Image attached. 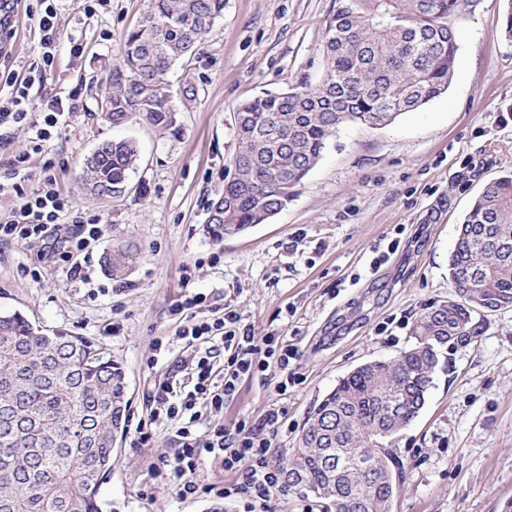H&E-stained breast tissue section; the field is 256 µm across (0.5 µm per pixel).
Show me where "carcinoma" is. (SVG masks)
<instances>
[{"label": "carcinoma", "instance_id": "carcinoma-1", "mask_svg": "<svg viewBox=\"0 0 512 512\" xmlns=\"http://www.w3.org/2000/svg\"><path fill=\"white\" fill-rule=\"evenodd\" d=\"M471 0H336L324 30L326 69L315 85L267 93L234 113L235 177L212 199L206 224L215 242L278 214L345 124L394 123L445 94L454 76L456 26ZM224 13V0H147L120 40L117 62L97 86L103 117L114 125L142 120L160 133L180 132L167 76L194 56ZM139 159L131 140L109 141L89 156L83 189L94 198L126 182ZM134 256L105 258L114 275ZM477 269L481 293L512 306V176L490 182L459 228L448 276ZM475 311L448 301L425 308L413 343L389 361L363 363L339 380L308 416L285 475L298 470L299 492L339 512H385L399 467L398 434L426 404L453 337L480 335ZM123 369L79 336L44 333L21 314L0 315V512H101L99 492L112 471V443L127 417Z\"/></svg>", "mask_w": 512, "mask_h": 512}]
</instances>
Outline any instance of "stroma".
Segmentation results:
<instances>
[{
    "instance_id": "obj_1",
    "label": "stroma",
    "mask_w": 512,
    "mask_h": 512,
    "mask_svg": "<svg viewBox=\"0 0 512 512\" xmlns=\"http://www.w3.org/2000/svg\"><path fill=\"white\" fill-rule=\"evenodd\" d=\"M19 0L14 38L0 74L24 75L39 53L29 9ZM82 0L60 8L62 39L54 66L34 83V101L78 94L83 108L50 130L40 150L18 130L0 146V182L39 187L53 176L69 201L55 235L70 237L88 216L103 235L74 259L43 260L37 248L0 242V315L19 313L45 331L85 337L120 361L129 416L114 444L102 512H248L245 498L184 499L165 474L179 447L177 422L155 418L154 393L192 349L177 331V306L197 294L203 316L236 311L255 335L286 337L298 350L302 382L279 393L260 376L242 377L219 423H256L271 408L284 426L271 459L291 448L317 400L356 366L387 360L411 343L415 318L454 299L448 257L458 226L490 181L512 174V38L507 0H477L458 25V50L445 95L372 129L341 127L293 201L270 221L216 243L204 227L210 200L224 189L237 149L240 103L284 91L325 71L323 28L335 0H224V14L189 64L169 79L180 135L145 122H106L93 91L112 66L119 38L145 0ZM79 35L80 56L68 38ZM195 93L183 94L186 85ZM132 139L139 159L126 189L109 198L84 194V161L102 142ZM29 162L17 169L15 157ZM399 239L378 271L377 249ZM132 246L136 260L112 276L104 256ZM81 264L86 279L70 275ZM149 431L139 443V430ZM400 489L392 512H512V307L488 313L476 342L449 350L419 417L398 438Z\"/></svg>"
}]
</instances>
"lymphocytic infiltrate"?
<instances>
[{
	"label": "lymphocytic infiltrate",
	"instance_id": "lymphocytic-infiltrate-1",
	"mask_svg": "<svg viewBox=\"0 0 512 512\" xmlns=\"http://www.w3.org/2000/svg\"><path fill=\"white\" fill-rule=\"evenodd\" d=\"M60 0H38L40 9L33 19L40 35L41 51L29 71L45 72L52 68L57 52ZM29 80L6 78L0 84V145L8 144L14 130L24 128L33 133L36 141H44L52 127L66 115L80 108L77 95L53 96L33 107L29 99ZM17 204L7 217L0 219V241L21 240L34 246L45 241L51 225L68 202L56 188V181L45 178L35 190L27 191L13 185ZM200 296L185 299L184 308L191 315L180 331L182 338L194 344L189 360L177 362L172 375L159 384L155 400L167 419L179 422L182 442L176 451L169 472L177 481L181 498L198 493L219 499L237 495L247 497L253 507L267 512L273 495L282 484V476L270 457V437L283 426L282 409H270L261 422H239L234 432L222 425L208 428L198 435L197 427L204 414H219L226 401L237 393L240 379L255 373H268L275 379L278 391L299 384L300 376L290 364L298 351L285 339L272 336L256 340L249 328L241 327L235 311L225 312L223 318L208 321L192 313L200 306ZM220 461L225 470L242 475L240 485L226 487L217 483H201L197 474L206 459Z\"/></svg>",
	"mask_w": 512,
	"mask_h": 512
}]
</instances>
